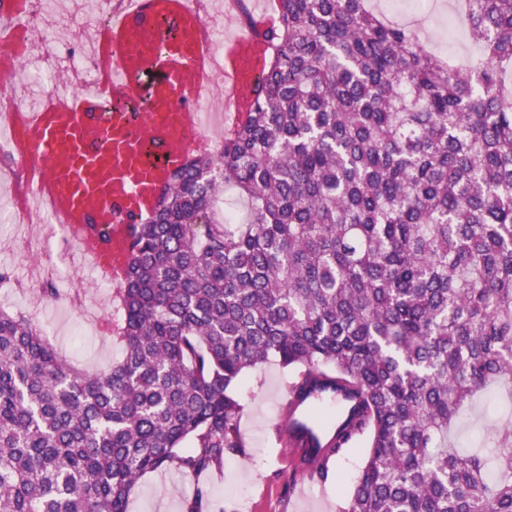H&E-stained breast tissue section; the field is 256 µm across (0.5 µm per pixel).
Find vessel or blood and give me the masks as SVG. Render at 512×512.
<instances>
[{
  "label": "vessel or blood",
  "mask_w": 512,
  "mask_h": 512,
  "mask_svg": "<svg viewBox=\"0 0 512 512\" xmlns=\"http://www.w3.org/2000/svg\"><path fill=\"white\" fill-rule=\"evenodd\" d=\"M109 21L95 28L89 77L65 99L43 94L10 112L5 132L18 161L35 170L32 195L68 225L82 257L110 276L124 274L132 226L151 213L171 173L204 140L198 109L230 80L236 112L247 111L258 89L268 41L263 19L214 54L199 0H99ZM29 0H0L9 44L0 73L18 70L28 30ZM177 36L159 41L161 24ZM316 398L295 408L280 433L289 459L311 440L326 443L335 426L310 423Z\"/></svg>",
  "instance_id": "obj_1"
}]
</instances>
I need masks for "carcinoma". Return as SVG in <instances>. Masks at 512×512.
Segmentation results:
<instances>
[{
    "instance_id": "cac0c4a2",
    "label": "carcinoma",
    "mask_w": 512,
    "mask_h": 512,
    "mask_svg": "<svg viewBox=\"0 0 512 512\" xmlns=\"http://www.w3.org/2000/svg\"><path fill=\"white\" fill-rule=\"evenodd\" d=\"M270 61L216 156L171 176L134 225L105 320L124 355L67 362L0 309V512H128L149 472L244 453L232 385L275 358L285 397L350 403L362 447L338 512H512V426L493 457L448 447L512 382V0H467L463 68L368 0H279ZM233 187L247 220H219ZM481 406L482 400L478 399L451 431L449 440L455 448L461 451L480 448V444L475 443L474 439L480 438L482 431Z\"/></svg>"
}]
</instances>
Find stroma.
<instances>
[{
    "mask_svg": "<svg viewBox=\"0 0 512 512\" xmlns=\"http://www.w3.org/2000/svg\"><path fill=\"white\" fill-rule=\"evenodd\" d=\"M377 14L414 31L437 55L474 57L477 46L464 31L449 34L448 19L462 0H428L425 9L413 0L391 6L369 0ZM0 267L12 269L15 284L0 287V308L30 319L47 331L50 342L78 369L109 368L123 349L103 327L113 308V293L97 288L102 274L87 265L59 226L34 217L0 235ZM50 277L60 293L48 301L36 291ZM288 372L268 361L248 372L232 391L243 406L239 427L246 444L241 455L226 457L221 468L194 474L172 468L141 477L130 496L128 512H184L197 487L208 492L209 512H337L361 463L362 448L339 459L325 483L293 473L290 460L271 438L279 421V404Z\"/></svg>",
    "mask_w": 512,
    "mask_h": 512,
    "instance_id": "35a3bbf8",
    "label": "stroma"
}]
</instances>
